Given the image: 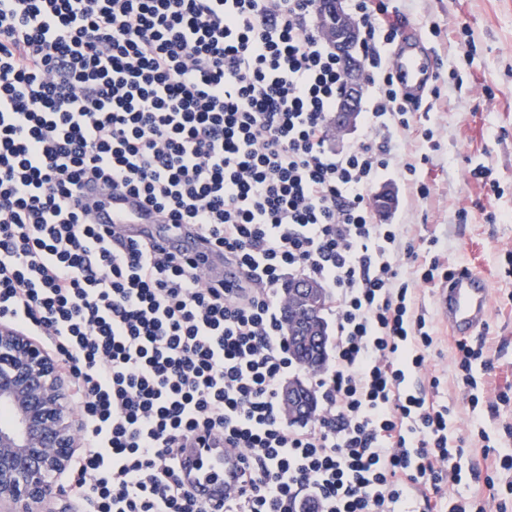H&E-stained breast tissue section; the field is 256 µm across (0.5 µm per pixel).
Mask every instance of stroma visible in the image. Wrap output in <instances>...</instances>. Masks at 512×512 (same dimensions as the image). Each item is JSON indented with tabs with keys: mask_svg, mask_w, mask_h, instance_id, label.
Wrapping results in <instances>:
<instances>
[{
	"mask_svg": "<svg viewBox=\"0 0 512 512\" xmlns=\"http://www.w3.org/2000/svg\"><path fill=\"white\" fill-rule=\"evenodd\" d=\"M399 7L407 23L425 29L441 93L428 96L421 106L436 139L419 172L430 194L413 198L395 175L379 181V188H390L395 198L385 221L400 225L407 237L436 239L435 251L449 266L486 278L490 309L484 334L494 365L487 378L488 402L512 384V259L506 255L512 248V0H400ZM462 24L473 38L468 61L454 41ZM431 25L439 35L428 33ZM455 70L463 83L452 79ZM488 87L493 90L489 96L484 93ZM479 164L491 170L501 196L466 181V170ZM462 209L468 212L464 221L458 217ZM492 212L497 222L488 221ZM421 301L438 340L430 367L441 376L442 394L453 409L449 438L467 436L476 420L489 430L512 424V404L495 415L486 406L470 409L468 393L456 380L455 342L437 309L434 289H423Z\"/></svg>",
	"mask_w": 512,
	"mask_h": 512,
	"instance_id": "35a3bbf8",
	"label": "stroma"
}]
</instances>
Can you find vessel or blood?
Segmentation results:
<instances>
[{
	"label": "vessel or blood",
	"instance_id": "b4317fda",
	"mask_svg": "<svg viewBox=\"0 0 512 512\" xmlns=\"http://www.w3.org/2000/svg\"><path fill=\"white\" fill-rule=\"evenodd\" d=\"M419 29L403 34L390 55V67L403 92L411 101L419 102L428 94L434 71L422 49ZM83 199L94 203V221L112 224L132 238L153 241L174 255L194 257L205 255V269L210 277L226 287H236L242 279L237 265L225 262L222 250L203 248L200 240L188 234L183 225L162 224L153 209L140 197L129 193L103 196L100 188H82ZM438 305L453 336H476L484 329L489 315L487 280L472 271H455L438 289ZM182 477L194 497L211 512H220L224 493L233 484L238 461L224 448L221 439L199 434L189 440L181 454Z\"/></svg>",
	"mask_w": 512,
	"mask_h": 512
}]
</instances>
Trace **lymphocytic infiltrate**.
Listing matches in <instances>:
<instances>
[{
    "instance_id": "1",
    "label": "lymphocytic infiltrate",
    "mask_w": 512,
    "mask_h": 512,
    "mask_svg": "<svg viewBox=\"0 0 512 512\" xmlns=\"http://www.w3.org/2000/svg\"><path fill=\"white\" fill-rule=\"evenodd\" d=\"M368 79L364 139L326 142L343 62L311 19L317 0H0V320L48 337L84 424L68 484L81 512H209L179 477L199 431L244 460L222 512H486L512 500V451L466 441L429 369L419 302L451 276L397 225L373 185L398 173L430 194L389 50L390 0H347ZM97 181L197 229L240 266L215 286L197 261L91 223ZM415 269L403 277L401 259ZM334 300V355L311 387L322 410L289 422L297 367L282 325L287 279ZM457 380L477 408L486 344L459 340ZM467 493H460V486Z\"/></svg>"
}]
</instances>
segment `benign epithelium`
<instances>
[{
  "label": "benign epithelium",
  "instance_id": "1",
  "mask_svg": "<svg viewBox=\"0 0 512 512\" xmlns=\"http://www.w3.org/2000/svg\"><path fill=\"white\" fill-rule=\"evenodd\" d=\"M319 35L345 61V88L331 130L348 133L357 124L367 77L355 53L358 22L343 0H324L316 11ZM326 289L299 279L286 289L284 326L288 336L323 341L318 304ZM307 392L294 382L283 389L288 419L299 418ZM74 382L36 338L0 322V406L13 418L0 425V512H46L58 478L67 474L82 447L83 422L73 409Z\"/></svg>",
  "mask_w": 512,
  "mask_h": 512
}]
</instances>
